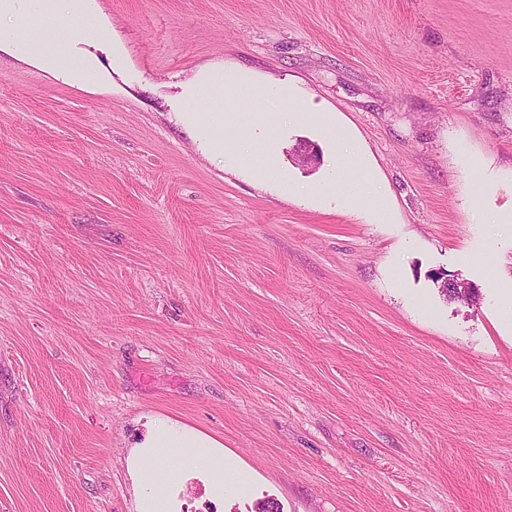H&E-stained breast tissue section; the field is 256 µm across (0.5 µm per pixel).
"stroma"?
<instances>
[{
  "label": "stroma",
  "mask_w": 512,
  "mask_h": 512,
  "mask_svg": "<svg viewBox=\"0 0 512 512\" xmlns=\"http://www.w3.org/2000/svg\"><path fill=\"white\" fill-rule=\"evenodd\" d=\"M91 14L106 85L0 51V512H136L148 413L255 477L227 509L181 473L177 512H512V0ZM213 67L253 76L268 174L181 123Z\"/></svg>",
  "instance_id": "1"
}]
</instances>
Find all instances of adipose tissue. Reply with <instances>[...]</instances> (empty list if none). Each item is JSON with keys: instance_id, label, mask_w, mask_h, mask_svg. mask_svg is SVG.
<instances>
[{"instance_id": "ef3b65f1", "label": "adipose tissue", "mask_w": 512, "mask_h": 512, "mask_svg": "<svg viewBox=\"0 0 512 512\" xmlns=\"http://www.w3.org/2000/svg\"><path fill=\"white\" fill-rule=\"evenodd\" d=\"M11 21L10 29H0V51L34 62L42 70L61 76L76 85H97L104 76L96 58L81 53L77 62L70 63L59 53L36 50V42L54 41L62 24L87 21L86 40L94 42L96 21L90 20L87 0H0V19ZM183 119L195 131L208 149L220 152L228 127H236L238 151H254L258 138L268 128L265 113L251 110L233 119L223 112L201 116L185 111ZM145 434L134 445L127 460V469L136 479L146 480L138 512H174V501L168 491L176 473L193 471L203 476L214 498H223L227 488L245 492L248 470L235 461L224 444L212 435L163 415L147 417Z\"/></svg>"}]
</instances>
